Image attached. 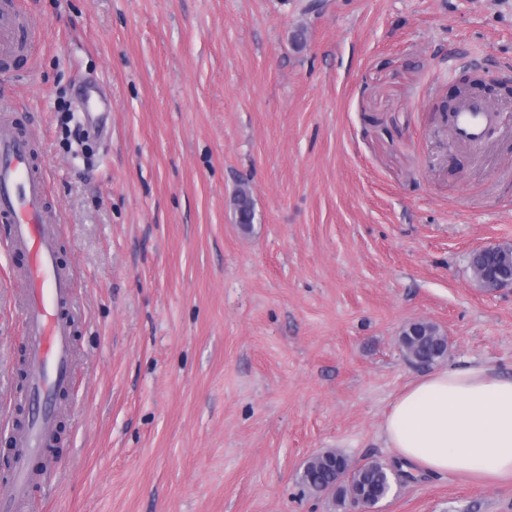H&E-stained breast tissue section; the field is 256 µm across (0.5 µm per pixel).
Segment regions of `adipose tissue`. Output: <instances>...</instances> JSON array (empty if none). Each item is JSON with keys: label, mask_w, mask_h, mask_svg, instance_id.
Returning <instances> with one entry per match:
<instances>
[{"label": "adipose tissue", "mask_w": 512, "mask_h": 512, "mask_svg": "<svg viewBox=\"0 0 512 512\" xmlns=\"http://www.w3.org/2000/svg\"><path fill=\"white\" fill-rule=\"evenodd\" d=\"M382 430L405 468L510 483L512 377L482 364L432 370L397 397Z\"/></svg>", "instance_id": "obj_1"}]
</instances>
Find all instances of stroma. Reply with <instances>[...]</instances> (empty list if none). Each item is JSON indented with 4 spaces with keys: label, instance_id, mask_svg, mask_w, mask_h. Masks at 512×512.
I'll return each instance as SVG.
<instances>
[{
    "label": "stroma",
    "instance_id": "stroma-1",
    "mask_svg": "<svg viewBox=\"0 0 512 512\" xmlns=\"http://www.w3.org/2000/svg\"><path fill=\"white\" fill-rule=\"evenodd\" d=\"M18 4L0 98L37 138L82 314L42 512H338L297 473L393 460L407 323L512 373V291L468 265L512 244V130L473 150L432 113L468 69L512 86V0ZM22 262L0 252V403ZM379 508L512 512V485L421 474ZM235 211L238 224L244 229H249L255 217L254 202L249 188L242 185L235 195ZM493 246L483 247L471 253L469 263L472 269L473 276L476 283L485 288L489 293H495L500 290L511 288L512 289V268L510 270H494L488 271L485 268L478 266L474 263L475 254L479 251L490 249ZM472 256V258H471ZM336 459V463L349 462L341 453L334 451H325L310 458L300 475V484L310 492L322 493L329 491V487L336 483L338 470L334 471L331 462Z\"/></svg>",
    "mask_w": 512,
    "mask_h": 512
}]
</instances>
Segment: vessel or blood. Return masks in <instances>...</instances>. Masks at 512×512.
Returning a JSON list of instances; mask_svg holds the SVG:
<instances>
[{
    "instance_id": "1",
    "label": "vessel or blood",
    "mask_w": 512,
    "mask_h": 512,
    "mask_svg": "<svg viewBox=\"0 0 512 512\" xmlns=\"http://www.w3.org/2000/svg\"><path fill=\"white\" fill-rule=\"evenodd\" d=\"M22 39L16 0H0V66L9 65ZM14 110V104L0 103V222L10 227L8 251L26 258L15 271V301L22 312L27 377L13 406L28 410L36 400L40 407L15 434L14 477L0 494V512H27L32 506L33 460L56 417L54 400L73 387L77 319L73 276L58 257L60 219L49 208L48 171L35 160L32 141L15 123ZM503 122L499 109L466 98L453 114L452 133L457 141L478 143L487 129Z\"/></svg>"
}]
</instances>
